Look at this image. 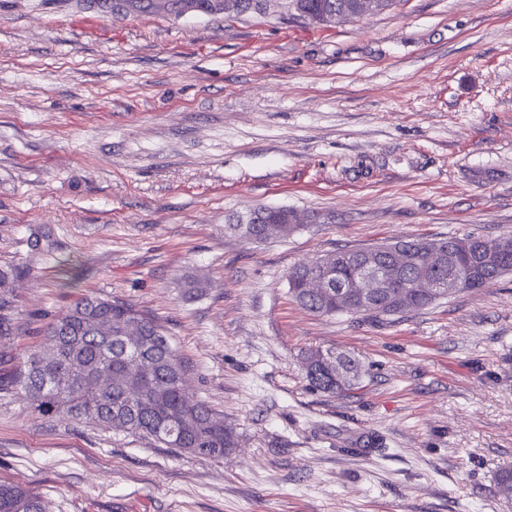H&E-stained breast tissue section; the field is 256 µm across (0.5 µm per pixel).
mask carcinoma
Masks as SVG:
<instances>
[{
	"label": "carcinoma",
	"mask_w": 512,
	"mask_h": 512,
	"mask_svg": "<svg viewBox=\"0 0 512 512\" xmlns=\"http://www.w3.org/2000/svg\"><path fill=\"white\" fill-rule=\"evenodd\" d=\"M310 19L331 7L354 10L358 0H301ZM477 239L475 235L450 236L437 241L413 239L388 245L401 264V288L405 296L400 306L373 315L393 322L439 299L415 287L421 278L453 282L460 275L476 280L486 269L475 265L468 254L457 250L437 268H426L421 252L430 246H449ZM334 256L343 260L331 268V282L355 279L359 267L344 262L349 251ZM21 278L17 267L0 269V337L15 330V296L5 287ZM306 269L301 265L288 275L289 293L305 310L317 316L345 312L336 301V292L315 294L305 287ZM106 320L135 322L143 336L140 348H132L120 336L105 339L92 328ZM49 344L27 356L10 375L19 397L44 415H66L80 423L113 425L164 448H176L202 457L221 458L237 446L231 427L217 418L206 404L191 400L185 391L187 367L162 327L144 316L130 302L116 297L86 295L59 314L48 327ZM323 353L312 352L306 359L309 385L325 393L351 391L362 376L360 361L340 353L345 375L336 378L321 362ZM0 512H45L43 499L19 486L0 483Z\"/></svg>",
	"instance_id": "obj_1"
}]
</instances>
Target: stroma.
<instances>
[{"instance_id": "35a3bbf8", "label": "stroma", "mask_w": 512, "mask_h": 512, "mask_svg": "<svg viewBox=\"0 0 512 512\" xmlns=\"http://www.w3.org/2000/svg\"><path fill=\"white\" fill-rule=\"evenodd\" d=\"M83 8L0 0V267L24 270L0 338V482L47 512H512V274L393 323L288 293L340 249L512 236V0H394L335 25L290 0L157 7L91 32ZM258 206L303 226L252 242L232 225ZM92 293L164 328L231 453L18 398L12 362ZM317 349L357 357L359 387L310 389Z\"/></svg>"}]
</instances>
